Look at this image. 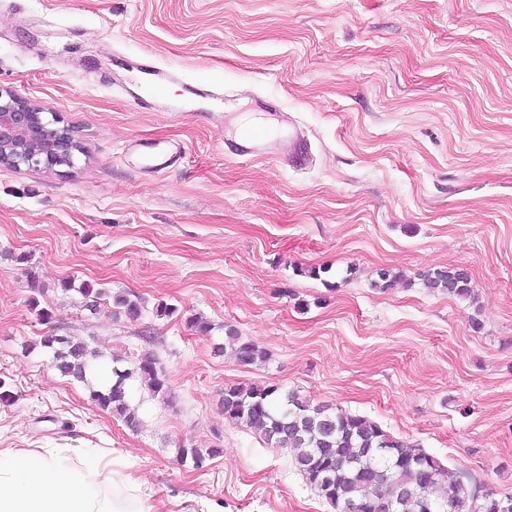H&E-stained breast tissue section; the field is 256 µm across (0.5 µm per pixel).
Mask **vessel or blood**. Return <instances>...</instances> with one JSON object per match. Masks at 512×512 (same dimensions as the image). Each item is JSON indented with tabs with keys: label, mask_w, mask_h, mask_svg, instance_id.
<instances>
[{
	"label": "vessel or blood",
	"mask_w": 512,
	"mask_h": 512,
	"mask_svg": "<svg viewBox=\"0 0 512 512\" xmlns=\"http://www.w3.org/2000/svg\"><path fill=\"white\" fill-rule=\"evenodd\" d=\"M138 67L149 77L152 88L156 90L176 79L173 71L158 66L148 53L141 56ZM225 154L235 158L278 157L292 168L305 167L310 157L304 133L293 122L288 125L287 150H280L269 131L253 126L242 132L238 142L228 145Z\"/></svg>",
	"instance_id": "obj_1"
}]
</instances>
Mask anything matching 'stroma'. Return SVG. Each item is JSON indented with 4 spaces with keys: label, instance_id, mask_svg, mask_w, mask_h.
<instances>
[{
    "label": "stroma",
    "instance_id": "1",
    "mask_svg": "<svg viewBox=\"0 0 512 512\" xmlns=\"http://www.w3.org/2000/svg\"><path fill=\"white\" fill-rule=\"evenodd\" d=\"M146 51L181 76L152 112L130 97ZM0 86L83 148L0 167V449L103 455L155 512H332L292 452L225 420V386L266 382L512 494V0H0ZM246 112L290 114L312 163L225 158ZM451 267L474 299L420 278ZM381 268L402 282L374 288ZM229 328L267 361L216 353ZM47 334L156 357L166 393L128 382L139 431L53 368ZM182 448L219 454L197 470Z\"/></svg>",
    "mask_w": 512,
    "mask_h": 512
}]
</instances>
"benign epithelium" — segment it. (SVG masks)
<instances>
[{
	"label": "benign epithelium",
	"instance_id": "benign-epithelium-1",
	"mask_svg": "<svg viewBox=\"0 0 512 512\" xmlns=\"http://www.w3.org/2000/svg\"><path fill=\"white\" fill-rule=\"evenodd\" d=\"M78 149L64 120L38 102L0 87V166L52 169Z\"/></svg>",
	"mask_w": 512,
	"mask_h": 512
}]
</instances>
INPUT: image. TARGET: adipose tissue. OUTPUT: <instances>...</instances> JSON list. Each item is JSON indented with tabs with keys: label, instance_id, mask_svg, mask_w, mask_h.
Here are the masks:
<instances>
[{
	"label": "adipose tissue",
	"instance_id": "1",
	"mask_svg": "<svg viewBox=\"0 0 512 512\" xmlns=\"http://www.w3.org/2000/svg\"><path fill=\"white\" fill-rule=\"evenodd\" d=\"M127 484L97 457L73 467L53 453L0 450V512H153L125 496Z\"/></svg>",
	"mask_w": 512,
	"mask_h": 512
}]
</instances>
